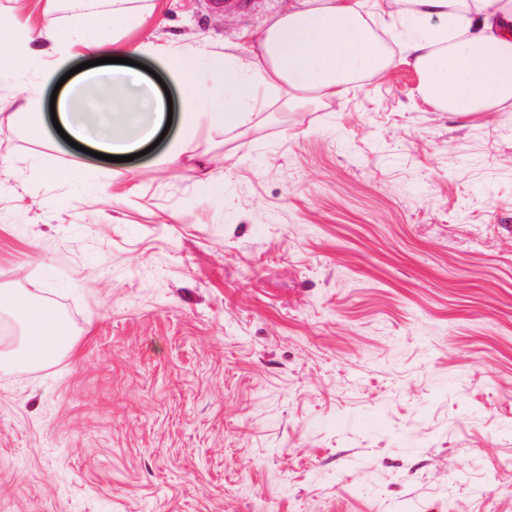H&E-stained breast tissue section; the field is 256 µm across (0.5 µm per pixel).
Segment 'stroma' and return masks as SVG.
I'll return each mask as SVG.
<instances>
[{"mask_svg": "<svg viewBox=\"0 0 512 512\" xmlns=\"http://www.w3.org/2000/svg\"><path fill=\"white\" fill-rule=\"evenodd\" d=\"M288 4L135 0L164 20L135 36L238 45ZM49 7L84 11L0 0V45ZM404 41L336 99L117 179L0 127V285L73 333L0 372V512H512V112L426 103Z\"/></svg>", "mask_w": 512, "mask_h": 512, "instance_id": "obj_1", "label": "stroma"}]
</instances>
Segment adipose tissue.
I'll list each match as a JSON object with an SVG mask.
<instances>
[{"mask_svg":"<svg viewBox=\"0 0 512 512\" xmlns=\"http://www.w3.org/2000/svg\"><path fill=\"white\" fill-rule=\"evenodd\" d=\"M128 0H112V29L97 13L69 26L47 20L37 30H17L9 48H0V92L4 78H24L25 96L0 123L40 114L43 90L70 59L92 61L91 69L69 83L57 104V120L73 140L110 155L124 156L151 140L163 114L154 88L123 61L159 52L187 86L179 116L180 134L161 153L171 161L179 144L201 127L228 133L261 112H285L309 102L342 95L346 87L389 69L376 32L386 22L365 0H293L252 37L244 54L167 45L131 44L126 32L154 25L152 13L135 11ZM398 22L408 33L406 51L427 102L446 112H504L512 107V0H399ZM435 26H425L428 18ZM108 57V66L95 59ZM221 79L236 96L213 98L207 81ZM0 313L20 326L21 353L0 357V370L16 361L42 363L70 351L71 326L26 293L0 287Z\"/></svg>","mask_w":512,"mask_h":512,"instance_id":"1","label":"adipose tissue"}]
</instances>
